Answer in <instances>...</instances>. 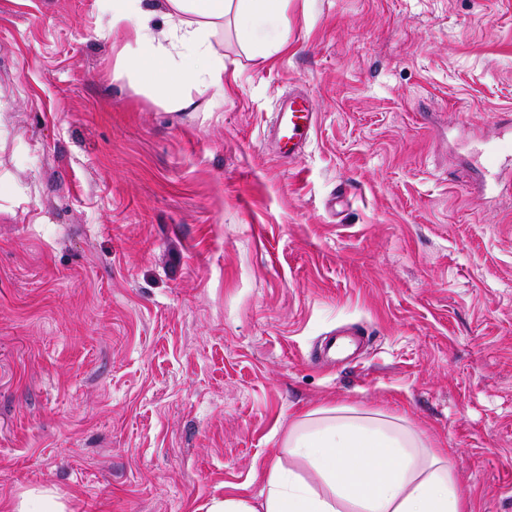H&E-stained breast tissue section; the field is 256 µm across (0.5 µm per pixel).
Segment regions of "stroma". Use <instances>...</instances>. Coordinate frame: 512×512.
<instances>
[{
	"label": "stroma",
	"instance_id": "stroma-1",
	"mask_svg": "<svg viewBox=\"0 0 512 512\" xmlns=\"http://www.w3.org/2000/svg\"><path fill=\"white\" fill-rule=\"evenodd\" d=\"M112 3L0 0V502L255 500L335 404L512 512V0H284L251 48L217 30L224 85L180 112L118 63ZM316 115L307 96L301 93H289L279 101L270 132L277 158L293 162L300 156L316 127Z\"/></svg>",
	"mask_w": 512,
	"mask_h": 512
}]
</instances>
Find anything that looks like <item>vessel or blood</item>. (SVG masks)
Instances as JSON below:
<instances>
[{"instance_id":"vessel-or-blood-1","label":"vessel or blood","mask_w":512,"mask_h":512,"mask_svg":"<svg viewBox=\"0 0 512 512\" xmlns=\"http://www.w3.org/2000/svg\"><path fill=\"white\" fill-rule=\"evenodd\" d=\"M315 126L316 114L312 112L307 96L294 92L282 98L276 107L270 132L275 156L295 161L308 143Z\"/></svg>"}]
</instances>
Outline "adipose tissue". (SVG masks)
Segmentation results:
<instances>
[{
    "label": "adipose tissue",
    "mask_w": 512,
    "mask_h": 512,
    "mask_svg": "<svg viewBox=\"0 0 512 512\" xmlns=\"http://www.w3.org/2000/svg\"><path fill=\"white\" fill-rule=\"evenodd\" d=\"M280 2L165 0L159 13L144 0H120L109 30L132 38L142 82L160 89L171 109L186 110L194 100L184 84H224V57L212 42L216 22L265 19ZM159 15L166 20L160 30ZM284 447L296 468L275 463L258 500L216 499L207 512H469L447 458L382 412L311 408L293 420Z\"/></svg>",
    "instance_id": "adipose-tissue-1"
}]
</instances>
